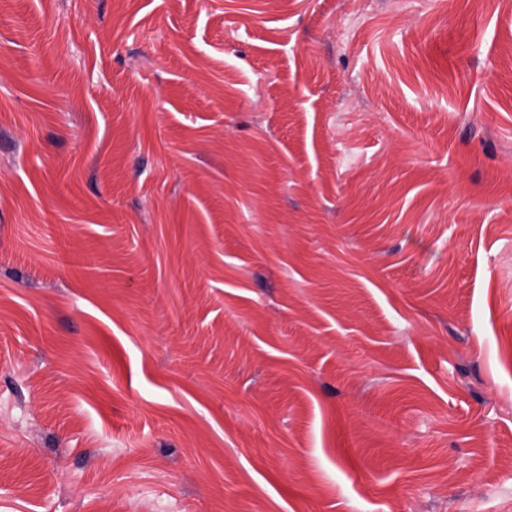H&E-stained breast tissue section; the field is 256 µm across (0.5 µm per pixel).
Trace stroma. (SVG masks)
I'll return each instance as SVG.
<instances>
[{"mask_svg": "<svg viewBox=\"0 0 512 512\" xmlns=\"http://www.w3.org/2000/svg\"><path fill=\"white\" fill-rule=\"evenodd\" d=\"M0 512H512V0H0Z\"/></svg>", "mask_w": 512, "mask_h": 512, "instance_id": "stroma-1", "label": "stroma"}]
</instances>
